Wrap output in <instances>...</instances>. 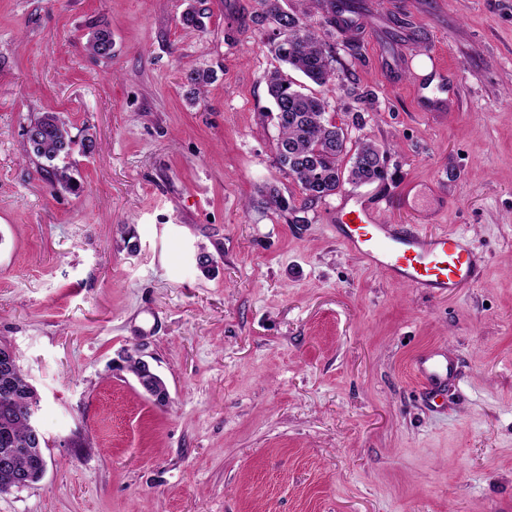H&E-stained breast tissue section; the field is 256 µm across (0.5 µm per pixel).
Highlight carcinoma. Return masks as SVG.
Listing matches in <instances>:
<instances>
[{
    "label": "carcinoma",
    "mask_w": 512,
    "mask_h": 512,
    "mask_svg": "<svg viewBox=\"0 0 512 512\" xmlns=\"http://www.w3.org/2000/svg\"><path fill=\"white\" fill-rule=\"evenodd\" d=\"M260 19L279 28L273 42L276 56L288 66L301 72L318 86L331 80V55L319 36L308 29L298 12L283 9L280 0H260ZM327 23L334 26L346 13H356L355 0H323ZM203 13L194 6L180 17L185 28L201 29ZM112 33L96 29L89 33L86 51L94 58L112 59ZM267 90L276 107L279 138L276 146V163L292 176L300 187L304 203L318 202L337 193L343 184L353 185L383 182L386 179L385 151L368 139L349 147L345 128L333 124L327 116L328 103L319 97L293 88L287 75L274 71L267 76ZM75 140L65 121L53 112H44L32 118L23 137L22 152L50 162L43 168L50 185H67L71 176L67 169L52 162L70 155ZM351 155L352 164L343 170L341 158ZM267 204L279 211L297 209L288 203L279 190L267 188ZM14 385L12 399L5 400L1 389L5 380ZM38 401L28 387L26 377L18 363L0 367V452L5 448L15 450V465L29 467L31 455L45 454L46 446H39L32 437L27 409Z\"/></svg>",
    "instance_id": "1"
}]
</instances>
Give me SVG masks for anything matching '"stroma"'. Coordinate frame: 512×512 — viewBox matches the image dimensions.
<instances>
[{
  "label": "stroma",
  "mask_w": 512,
  "mask_h": 512,
  "mask_svg": "<svg viewBox=\"0 0 512 512\" xmlns=\"http://www.w3.org/2000/svg\"><path fill=\"white\" fill-rule=\"evenodd\" d=\"M188 2L0 0V342L50 440L0 512H512V0H357L348 31L308 5L334 76H289L388 178L302 224L261 195L302 203L275 162L272 25L259 0H198L186 29ZM97 28L111 59L85 49ZM423 57L454 78L446 110L419 109ZM194 69L214 73L195 100ZM38 112L94 142L66 158L70 188L22 155ZM349 195L464 233L479 279L435 298L368 267L326 222ZM432 348L459 367L440 411L411 371ZM133 350L166 406L124 370Z\"/></svg>",
  "instance_id": "35a3bbf8"
}]
</instances>
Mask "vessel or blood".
Masks as SVG:
<instances>
[{"label":"vessel or blood","instance_id":"b4317fda","mask_svg":"<svg viewBox=\"0 0 512 512\" xmlns=\"http://www.w3.org/2000/svg\"><path fill=\"white\" fill-rule=\"evenodd\" d=\"M374 203L349 199L332 209L328 221L339 240L390 279L432 297L454 295L475 282L485 262L462 234L440 231L423 234L378 218ZM413 371L425 388L455 381L454 359L429 351L414 362Z\"/></svg>","mask_w":512,"mask_h":512}]
</instances>
